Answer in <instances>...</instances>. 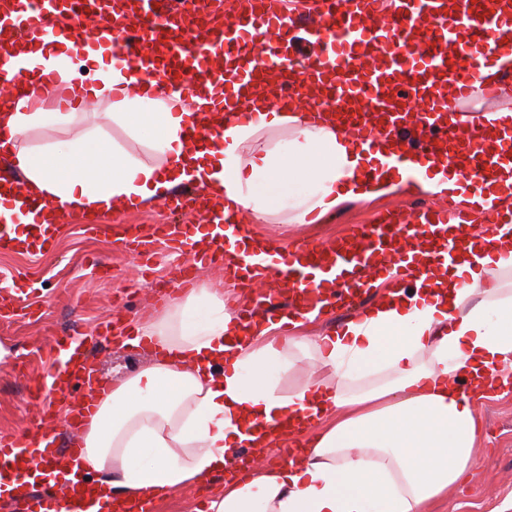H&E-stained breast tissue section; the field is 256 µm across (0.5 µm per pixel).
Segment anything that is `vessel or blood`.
<instances>
[{
	"mask_svg": "<svg viewBox=\"0 0 512 512\" xmlns=\"http://www.w3.org/2000/svg\"><path fill=\"white\" fill-rule=\"evenodd\" d=\"M110 12L112 25L92 27L73 43L83 51L91 42L109 44L126 59L150 89L183 93L189 108L209 109L213 120L190 125L189 142H222L223 119L280 103L291 109L311 106L297 95L300 87L320 98L345 104L336 122L351 134L354 147L394 143L384 168L400 171L407 185L417 184L425 167H456L473 183L512 172V112L492 130L462 121L461 108L475 89L502 94L512 90V0H398L385 27H378L380 0H317L313 11L284 15L279 0H245L233 24L212 18L191 25L185 0H0V83L22 96L56 82L54 71H26L17 48L33 26L45 35L71 34L75 24ZM9 190L19 216L46 210L44 200L20 180L0 173V190ZM171 211H191L208 225L195 239L186 224L130 225L88 222L92 233L114 235L119 248L150 261L156 244L187 255L173 274L177 287L194 286L200 269L222 266L241 287L274 277L276 294H260L255 310L274 314L284 305L300 314L345 309L362 311L370 301L369 277L405 264L412 275L454 267L468 248L469 220L458 202L440 208L420 205L412 213L398 209L355 225L331 244L303 241L274 255L271 244L249 236L237 210L209 198L203 188L172 190L164 201ZM58 230L56 222L33 225L25 236L0 227V248L46 252ZM245 247L230 251L229 241ZM484 246L512 237V209L482 226ZM54 365L39 388L80 405L82 421L96 411L94 371L85 337L70 336L52 346ZM47 420L24 427L0 442V485L9 486L25 512H49L34 496L29 479L46 457L63 466H79V439L58 446ZM105 491L98 481L78 479L62 487L61 512H95Z\"/></svg>",
	"mask_w": 512,
	"mask_h": 512,
	"instance_id": "vessel-or-blood-1",
	"label": "vessel or blood"
}]
</instances>
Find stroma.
<instances>
[{"mask_svg":"<svg viewBox=\"0 0 512 512\" xmlns=\"http://www.w3.org/2000/svg\"><path fill=\"white\" fill-rule=\"evenodd\" d=\"M81 128L133 157L147 160L152 153L107 115L105 107H90L79 114L76 126L54 124L34 129L23 139L37 148L66 140L72 128ZM395 193L371 200H349L335 213L314 224H283L271 217L247 213L249 231L270 237L280 246L313 239L330 242L348 225L366 223L373 212L405 204ZM82 216L62 218L52 249L32 256L0 249V296L11 305L0 312V439L14 436L26 424L36 422L54 404V397L31 396V388L51 370V345L73 333L94 335L92 346L97 376L114 383L130 370L149 365L152 356L132 346H118L111 323L122 311V324L132 329L139 321L160 311L180 291L170 280L175 256L158 248L151 267L137 270L133 256L116 250L111 237L85 232ZM101 268H89L90 258ZM25 281L29 291L16 290ZM479 416L485 438L476 454L471 479L450 488L446 498L430 512H512V390L499 399L481 403ZM224 484L223 476L172 492L157 502L155 512H197L200 503Z\"/></svg>","mask_w":512,"mask_h":512,"instance_id":"stroma-1","label":"stroma"}]
</instances>
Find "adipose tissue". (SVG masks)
Listing matches in <instances>:
<instances>
[{"label":"adipose tissue","mask_w":512,"mask_h":512,"mask_svg":"<svg viewBox=\"0 0 512 512\" xmlns=\"http://www.w3.org/2000/svg\"><path fill=\"white\" fill-rule=\"evenodd\" d=\"M24 51L28 68L56 72L73 109L52 111L38 92L1 100L0 124L11 133L48 117L74 120L92 103L153 153L143 161L83 131L36 150L15 144L12 163L29 187L68 210L131 209L193 179L254 214L312 224L346 200L401 185L384 169L361 180L372 155L332 124L274 107L225 121L223 143L192 150L181 98L144 93L126 61L101 48L82 58L68 37L51 43L36 33ZM462 180L458 169L435 166L417 188L456 195L479 214L503 204L496 184L465 189ZM469 250L441 282L414 279L324 335L303 334L302 320L286 315L244 326L218 291L188 289L136 326L154 358L99 395L81 434L82 475H98L117 495L159 499L224 472L253 427L306 413L317 430L301 456L225 482L207 512H427L471 479L483 438L484 395L457 382L488 366L512 374V248Z\"/></svg>","instance_id":"obj_1"}]
</instances>
